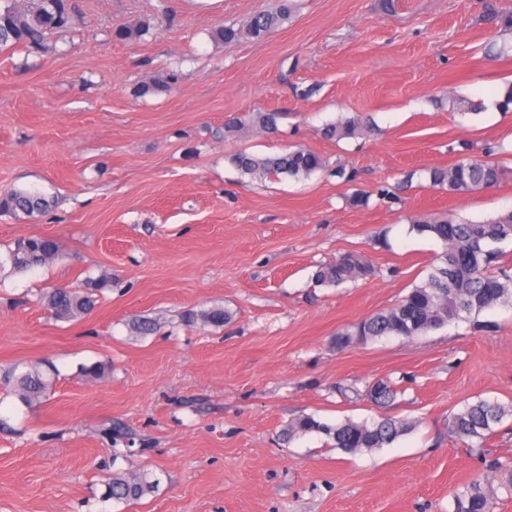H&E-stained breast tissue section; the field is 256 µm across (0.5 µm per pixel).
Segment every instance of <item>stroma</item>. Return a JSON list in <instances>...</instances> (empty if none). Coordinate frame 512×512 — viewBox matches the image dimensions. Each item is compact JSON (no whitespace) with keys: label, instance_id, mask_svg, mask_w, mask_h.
<instances>
[{"label":"stroma","instance_id":"1","mask_svg":"<svg viewBox=\"0 0 512 512\" xmlns=\"http://www.w3.org/2000/svg\"><path fill=\"white\" fill-rule=\"evenodd\" d=\"M74 4L82 21L55 34L56 53L0 52V193L50 202L0 216V254L34 235L59 245L47 266L0 270V373L58 372L47 400L0 398V512H451L455 488L512 465V420L479 450L448 432L466 404L512 401V307L413 339L332 344L425 278L442 244L412 220L512 208V173L457 193L427 174L488 144L512 170V112L496 106L512 83V0H395L390 12L384 0H297L288 23L229 48L212 29L275 0ZM120 24L150 31L120 41ZM170 70V91L135 96ZM458 98L481 112L451 109ZM268 111L283 115L279 134L250 121ZM353 113L375 132L320 135ZM233 117L243 124L226 131ZM299 146L327 171L247 186L229 162ZM359 191L367 206H352ZM347 252L375 276L316 285L317 266ZM103 275L112 286L88 317L58 321L40 303ZM215 305L231 314L224 326L184 322ZM98 361L103 377L81 375ZM378 379L399 391L389 414L415 430L356 455L316 434L283 443L300 415L377 417L343 391ZM116 469L152 471L159 488L103 500Z\"/></svg>","mask_w":512,"mask_h":512}]
</instances>
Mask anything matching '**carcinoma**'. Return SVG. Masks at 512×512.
<instances>
[{
  "label": "carcinoma",
  "mask_w": 512,
  "mask_h": 512,
  "mask_svg": "<svg viewBox=\"0 0 512 512\" xmlns=\"http://www.w3.org/2000/svg\"><path fill=\"white\" fill-rule=\"evenodd\" d=\"M292 0H278L269 10L254 15L244 28L222 26L212 37L231 46L243 38L262 39L287 22L292 13ZM79 20L70 0H0V50L22 47L30 53H50L55 50L53 35L74 27ZM146 27L119 25L113 35L119 40H133L144 35ZM176 80L172 71L135 90L140 96L163 91ZM253 122L264 132H278L279 112H256ZM372 131L369 119L362 115L340 116L322 129L327 138H350ZM239 175L249 182L279 176L306 179L326 168L317 153L296 148L274 156H256L239 152L230 158ZM508 175V169L497 161L461 160L447 168L429 170L432 186L448 192H465L496 186ZM47 207L45 198L25 191L14 190L0 197V215L41 211ZM412 229L439 240L443 249L420 283L416 284L392 307L369 317L336 334L333 343L338 350L356 343H368L384 336L412 339L447 326L468 320L494 306L512 305V273L500 264L505 251L500 244L512 241V210L484 221L432 218L416 221ZM59 246L51 238L31 236L14 242L6 261L12 270L27 271L52 260ZM4 261V262H6ZM0 260V269L4 267ZM374 267L352 253L317 268L313 280L319 285L339 286L348 281L368 279ZM109 279L102 276L90 281L84 290L66 286L52 289L42 300L57 320L70 321L93 311L97 292ZM230 314L220 306L200 312H190L185 321H199L214 327L224 326ZM55 373L28 365L20 371L11 368L0 383L13 389L25 404L46 398L53 389ZM355 397H365L371 403L385 407L396 397L397 390L387 380H377L364 393L353 391ZM506 418H512V402L478 399L448 418V432L462 441L481 445ZM415 423L405 419L382 417L360 422L345 419L336 424L303 416L288 424L285 440L291 442L308 434H322L327 444L345 454L355 455L393 444L409 433ZM493 473L474 477L458 488L453 495L452 512H494L499 495L512 497V469L498 463L491 465ZM104 498L116 503L137 501L156 492L157 479L153 473L139 470L133 473L117 471L105 484Z\"/></svg>",
  "instance_id": "obj_1"
}]
</instances>
